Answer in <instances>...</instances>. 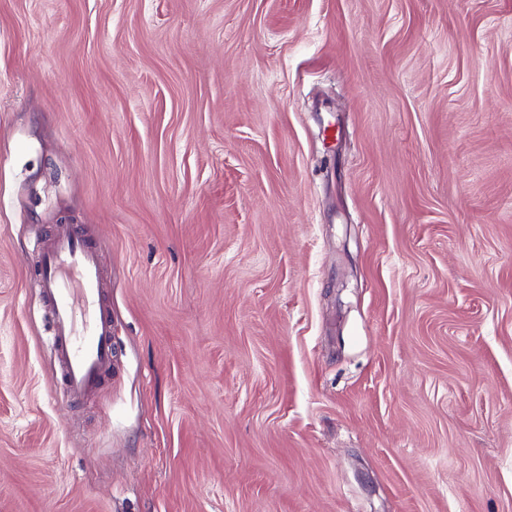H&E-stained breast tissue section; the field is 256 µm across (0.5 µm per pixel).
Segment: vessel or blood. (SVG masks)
Returning a JSON list of instances; mask_svg holds the SVG:
<instances>
[{
  "mask_svg": "<svg viewBox=\"0 0 512 512\" xmlns=\"http://www.w3.org/2000/svg\"><path fill=\"white\" fill-rule=\"evenodd\" d=\"M40 251L55 351L71 396L81 397L112 366V335L101 310L102 271L91 243L67 226Z\"/></svg>",
  "mask_w": 512,
  "mask_h": 512,
  "instance_id": "obj_1",
  "label": "vessel or blood"
}]
</instances>
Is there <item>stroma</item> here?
Masks as SVG:
<instances>
[{
  "label": "stroma",
  "instance_id": "1",
  "mask_svg": "<svg viewBox=\"0 0 512 512\" xmlns=\"http://www.w3.org/2000/svg\"><path fill=\"white\" fill-rule=\"evenodd\" d=\"M0 512H512V0H0ZM40 251V286L63 379L73 398L83 397L112 366V335L101 310L102 271L91 243L67 225Z\"/></svg>",
  "mask_w": 512,
  "mask_h": 512
}]
</instances>
